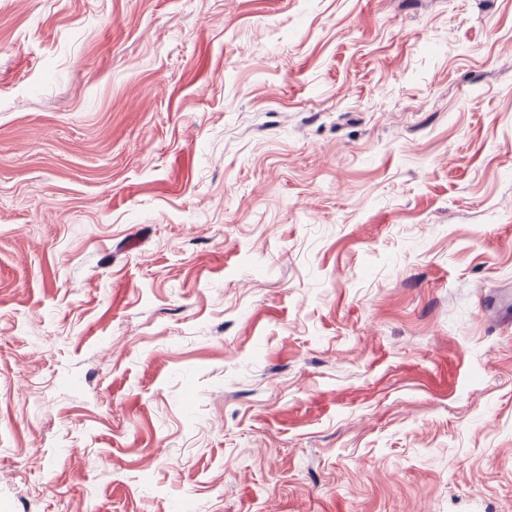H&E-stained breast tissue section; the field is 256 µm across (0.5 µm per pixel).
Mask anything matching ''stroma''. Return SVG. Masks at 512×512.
<instances>
[{"label": "stroma", "instance_id": "obj_1", "mask_svg": "<svg viewBox=\"0 0 512 512\" xmlns=\"http://www.w3.org/2000/svg\"><path fill=\"white\" fill-rule=\"evenodd\" d=\"M512 0H0V512H512Z\"/></svg>", "mask_w": 512, "mask_h": 512}]
</instances>
